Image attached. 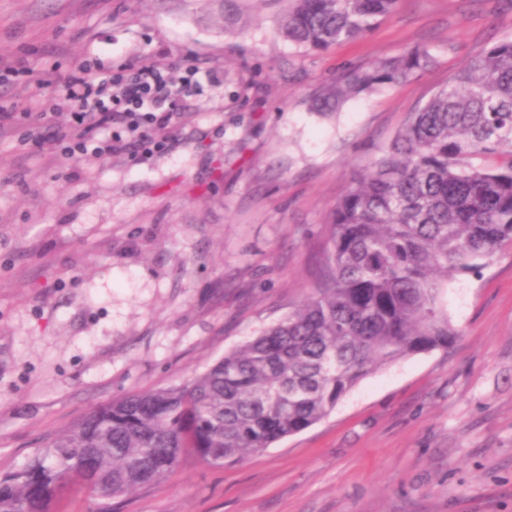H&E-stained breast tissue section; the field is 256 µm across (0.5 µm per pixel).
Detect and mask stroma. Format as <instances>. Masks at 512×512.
Masks as SVG:
<instances>
[{
	"mask_svg": "<svg viewBox=\"0 0 512 512\" xmlns=\"http://www.w3.org/2000/svg\"><path fill=\"white\" fill-rule=\"evenodd\" d=\"M249 0L244 35L155 0H0V473L93 407L203 372L284 315L323 267L328 222L407 112L466 59L512 36L499 0H401L325 52L273 35ZM428 44L410 82L323 116L347 70ZM105 65L212 71L148 155L78 160L33 119L89 49ZM458 338L376 371L324 420L242 463L187 458L101 503L55 512H512V246L450 281Z\"/></svg>",
	"mask_w": 512,
	"mask_h": 512,
	"instance_id": "obj_1",
	"label": "stroma"
}]
</instances>
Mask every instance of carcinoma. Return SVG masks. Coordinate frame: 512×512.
I'll list each match as a JSON object with an SVG mask.
<instances>
[{
  "instance_id": "obj_1",
  "label": "carcinoma",
  "mask_w": 512,
  "mask_h": 512,
  "mask_svg": "<svg viewBox=\"0 0 512 512\" xmlns=\"http://www.w3.org/2000/svg\"><path fill=\"white\" fill-rule=\"evenodd\" d=\"M244 32L241 0H205ZM400 0H289L275 34L326 51L369 33ZM416 45L354 68L316 112L400 86L432 68ZM512 245V37L470 57L402 126L337 202L322 277L276 322L186 382L99 406L0 475V512H52L77 484L107 499L154 484L192 456L240 462L326 418L366 376L458 337L448 281Z\"/></svg>"
}]
</instances>
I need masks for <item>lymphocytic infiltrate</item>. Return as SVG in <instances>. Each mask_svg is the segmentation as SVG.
<instances>
[{
    "instance_id": "f902f5d3",
    "label": "lymphocytic infiltrate",
    "mask_w": 512,
    "mask_h": 512,
    "mask_svg": "<svg viewBox=\"0 0 512 512\" xmlns=\"http://www.w3.org/2000/svg\"><path fill=\"white\" fill-rule=\"evenodd\" d=\"M196 90L192 76L175 78L153 63L130 73L100 76L87 59L65 79L59 101L39 112L38 119L49 127L60 110H67L72 131L55 139L61 154L71 158L90 152L103 155L112 148L96 145L101 131L125 128L132 135L133 147L144 146Z\"/></svg>"
}]
</instances>
